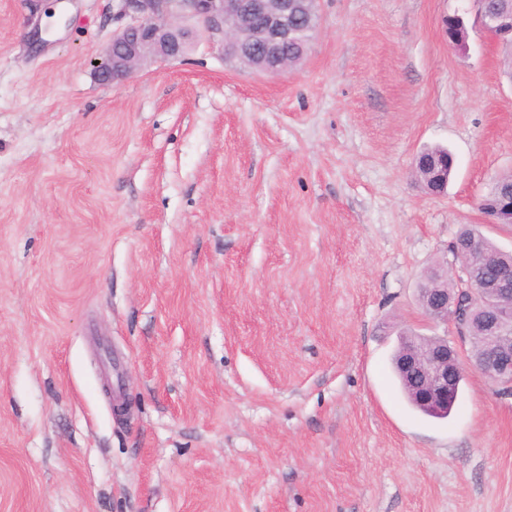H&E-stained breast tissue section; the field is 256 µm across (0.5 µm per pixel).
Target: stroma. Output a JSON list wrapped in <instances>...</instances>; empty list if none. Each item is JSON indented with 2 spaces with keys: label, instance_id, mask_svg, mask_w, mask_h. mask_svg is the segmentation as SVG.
<instances>
[{
  "label": "stroma",
  "instance_id": "stroma-1",
  "mask_svg": "<svg viewBox=\"0 0 512 512\" xmlns=\"http://www.w3.org/2000/svg\"><path fill=\"white\" fill-rule=\"evenodd\" d=\"M318 0L304 59L118 85L117 0H0V512H512V391L401 395L417 288L512 172V81L441 17ZM447 147L440 197L413 168ZM123 388L112 413L104 383Z\"/></svg>",
  "mask_w": 512,
  "mask_h": 512
}]
</instances>
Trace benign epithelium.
Wrapping results in <instances>:
<instances>
[{"label": "benign epithelium", "mask_w": 512, "mask_h": 512, "mask_svg": "<svg viewBox=\"0 0 512 512\" xmlns=\"http://www.w3.org/2000/svg\"><path fill=\"white\" fill-rule=\"evenodd\" d=\"M129 23L112 38L95 66L99 81L115 84L129 78L149 53L154 61H183L184 42L192 32L182 21L195 20L205 42L263 74L277 75L297 65L302 54L291 55L288 45L304 41L300 26L302 0H119ZM475 20L484 34L499 43H512V7H483L471 0ZM454 158L419 155L415 168L424 177L429 194L440 196L448 187ZM479 208L487 224H512V197L494 191L482 197ZM455 278L458 290L433 288L423 280L418 300L426 319L451 327L463 342L488 337L512 341V267H500L493 278L476 277L461 265L444 270ZM400 373L419 404L433 412L448 408V400L462 373L458 347L448 336H422L411 344L401 333ZM473 366L494 381L512 383V347H493L473 360Z\"/></svg>", "instance_id": "7a95c632"}]
</instances>
